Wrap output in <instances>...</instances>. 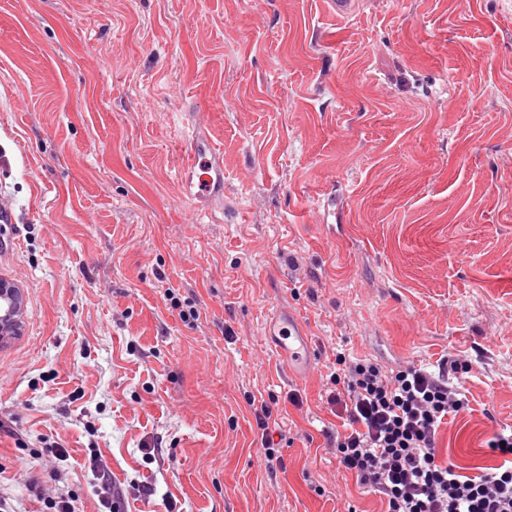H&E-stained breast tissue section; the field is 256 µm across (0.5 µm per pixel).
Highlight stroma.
Returning <instances> with one entry per match:
<instances>
[{"label":"stroma","instance_id":"1","mask_svg":"<svg viewBox=\"0 0 512 512\" xmlns=\"http://www.w3.org/2000/svg\"><path fill=\"white\" fill-rule=\"evenodd\" d=\"M357 2L0 0V279L23 298L0 339V492L19 512L41 510L31 480L77 512L112 490L122 512H384L326 446L338 351L471 363L437 446L468 476L501 464L512 0ZM186 111L224 159L236 207L215 219L180 194ZM279 309L310 331L295 377ZM271 397L273 474L253 408Z\"/></svg>","mask_w":512,"mask_h":512}]
</instances>
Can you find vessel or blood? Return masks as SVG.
<instances>
[{"mask_svg":"<svg viewBox=\"0 0 512 512\" xmlns=\"http://www.w3.org/2000/svg\"><path fill=\"white\" fill-rule=\"evenodd\" d=\"M184 135L189 144L188 156L179 172L181 194L192 202L200 216L214 215L224 208V164L211 140L193 116H186ZM279 347L287 353L293 371L309 363L310 348L305 323L292 313L275 316Z\"/></svg>","mask_w":512,"mask_h":512,"instance_id":"b4317fda","label":"vessel or blood"}]
</instances>
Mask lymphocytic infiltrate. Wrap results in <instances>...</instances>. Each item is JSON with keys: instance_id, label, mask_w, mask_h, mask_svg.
Wrapping results in <instances>:
<instances>
[{"instance_id": "f902f5d3", "label": "lymphocytic infiltrate", "mask_w": 512, "mask_h": 512, "mask_svg": "<svg viewBox=\"0 0 512 512\" xmlns=\"http://www.w3.org/2000/svg\"><path fill=\"white\" fill-rule=\"evenodd\" d=\"M470 370L457 361L388 370L337 354L329 401L342 424L328 432V445L339 469L378 495L385 512H512V465L470 478L438 459L440 427L467 408L459 380Z\"/></svg>"}]
</instances>
